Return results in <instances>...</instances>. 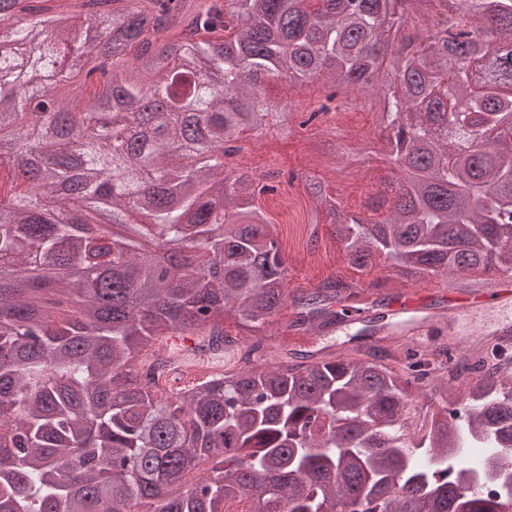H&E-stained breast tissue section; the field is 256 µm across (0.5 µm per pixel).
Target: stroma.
Masks as SVG:
<instances>
[{
    "label": "stroma",
    "mask_w": 512,
    "mask_h": 512,
    "mask_svg": "<svg viewBox=\"0 0 512 512\" xmlns=\"http://www.w3.org/2000/svg\"><path fill=\"white\" fill-rule=\"evenodd\" d=\"M380 137L381 130L375 124L372 110L353 105L339 113L331 131L316 124L290 136L273 133L248 137L244 151L230 162L233 170L262 172L271 159L276 169L297 174L294 182L281 183L276 192L256 199L257 206L266 212L276 231L289 241L285 253L288 288H310L334 277L363 284L381 279L385 285L378 289L377 295L391 299L402 292L443 286V279L437 277L423 281L389 279L383 264L363 273L353 271L331 246V227L324 223L319 226L321 249L311 252L306 247L315 215L306 190V174L324 178L330 193L347 211L365 213L369 198L382 191L394 177L391 165L379 155ZM234 366L235 360L229 355L188 362L165 374L161 387L170 394Z\"/></svg>",
    "instance_id": "stroma-1"
}]
</instances>
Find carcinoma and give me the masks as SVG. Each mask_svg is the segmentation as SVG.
<instances>
[{"label": "carcinoma", "mask_w": 512, "mask_h": 512, "mask_svg": "<svg viewBox=\"0 0 512 512\" xmlns=\"http://www.w3.org/2000/svg\"><path fill=\"white\" fill-rule=\"evenodd\" d=\"M22 2L0 0V512H501L512 356L439 361L445 338L395 360L376 320L326 355L232 337L226 311L273 324L288 268L255 203L275 186L224 171L246 136L291 134L266 83L371 94L399 194L348 214L309 183L347 264L512 272V137L490 134L512 121V0ZM367 294L295 292L289 329ZM171 336L243 352L158 397Z\"/></svg>", "instance_id": "obj_1"}]
</instances>
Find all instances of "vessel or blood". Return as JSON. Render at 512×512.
Returning a JSON list of instances; mask_svg holds the SVG:
<instances>
[{"label": "vessel or blood", "instance_id": "b4317fda", "mask_svg": "<svg viewBox=\"0 0 512 512\" xmlns=\"http://www.w3.org/2000/svg\"><path fill=\"white\" fill-rule=\"evenodd\" d=\"M498 287L494 302L498 307L495 317H487L477 296L448 289L447 305L431 308L423 297L410 292L396 297L389 311L396 321L406 322V340H420L441 333L457 349L468 348L475 338L496 342L512 341V274L496 275Z\"/></svg>", "mask_w": 512, "mask_h": 512}]
</instances>
